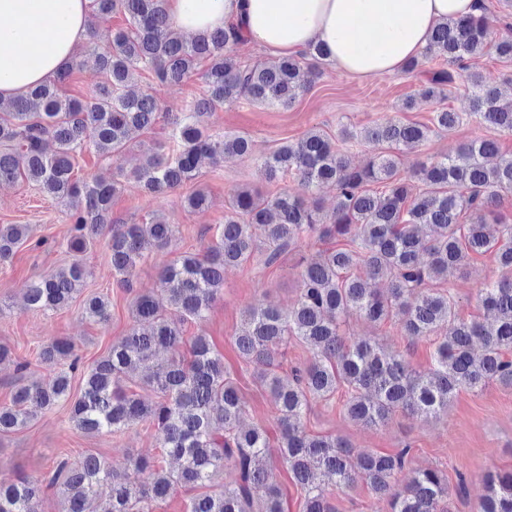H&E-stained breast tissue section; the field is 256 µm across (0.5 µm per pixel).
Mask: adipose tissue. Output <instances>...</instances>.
I'll use <instances>...</instances> for the list:
<instances>
[{
    "instance_id": "obj_1",
    "label": "adipose tissue",
    "mask_w": 512,
    "mask_h": 512,
    "mask_svg": "<svg viewBox=\"0 0 512 512\" xmlns=\"http://www.w3.org/2000/svg\"><path fill=\"white\" fill-rule=\"evenodd\" d=\"M88 0H0V99L53 79L88 32ZM171 27L197 36L234 22L277 56L317 45L337 69L365 79L399 73L422 56L435 27L478 15L477 0H167ZM383 29L382 45L358 46Z\"/></svg>"
}]
</instances>
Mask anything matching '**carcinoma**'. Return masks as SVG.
I'll return each mask as SVG.
<instances>
[{
	"label": "carcinoma",
	"instance_id": "cac0c4a2",
	"mask_svg": "<svg viewBox=\"0 0 512 512\" xmlns=\"http://www.w3.org/2000/svg\"><path fill=\"white\" fill-rule=\"evenodd\" d=\"M90 9L108 20L121 13L125 26L112 30L106 45L90 35L77 69L91 68L104 78L90 98L65 95L61 87L69 68L57 78L31 87L8 103L0 102V185L20 178L51 199L74 205L67 249L78 255L91 241L108 236L116 284L131 288L144 244L168 247L174 225L163 219L149 224L112 223V198L130 177L150 195L176 190L194 180L201 159L217 164L228 155L253 153L245 133L207 135L201 118L225 105L291 106L319 74L323 50L310 47L299 57L243 64L233 54L246 40L242 29L227 24L186 38L172 30L166 0H90ZM512 60V33L494 40L487 17L448 20L431 35L424 56L442 57L449 68L432 73L419 95L438 101L444 88L467 72L474 116L487 127L512 134V101L500 103L497 86L469 61L487 53ZM149 73L159 84L177 85L194 75L205 84L203 96L171 119L169 143L118 178H74L77 157L94 153L122 158L130 134L150 128L161 112L157 98L135 93L137 75ZM461 123L457 112L440 109L428 124L376 123L360 133L343 130L377 148L365 165L353 167L330 137L311 130L263 156L271 178L293 172L308 195L325 184L336 188V206L325 214L300 195L268 197L244 188L229 198L224 224L203 255L186 254L163 269L159 295L134 299L132 324L112 340L107 353L81 372L80 394H71L79 369L76 344L53 338L39 353L54 380L43 384L20 372L10 404L0 407V433L26 426L32 408L69 405L73 427L89 435L122 434L142 423L157 431L160 447L177 468L144 458L115 464L89 453L59 462L44 480L0 479V512H39L45 489L59 492L63 512H87L88 499L102 495V512H145L150 502L166 499L178 487L195 495L186 512H284L283 493L267 460L277 456L303 493L302 512H336L321 475L336 486L362 481L386 501L390 512H447L448 480L438 470L414 473L404 487L397 475L410 461L411 447L395 454L359 451L343 438L306 430L310 402L347 393L348 418L384 425L397 413L436 417L448 410L461 390L478 391L492 383L512 385V221L499 210L501 193L512 192V153L493 138L473 139L455 155L418 163L412 175L399 173L400 153L424 141L432 128L451 131ZM56 148L49 153L45 142ZM378 184L374 191L370 185ZM30 236L26 224L0 225V264L12 260ZM334 239V248L301 257L298 296L288 312L267 306L244 311L234 343L244 363L263 366L257 376L276 406L279 437L271 443L262 426L241 425L244 405L239 388L203 334L185 340L183 326L202 321L224 288V269L250 262L258 253L275 263L294 246ZM493 254L502 275L481 289L480 302L493 317L485 324L458 317L456 300L443 287L448 270L466 268L474 254ZM89 269L79 259L33 281L25 302L33 311L68 307L81 292ZM388 282L386 293L370 280ZM110 302L100 295L83 301L85 317L108 322ZM356 315L377 328L392 323L414 343L432 342V367L420 372L405 356L388 352L370 338L349 341L343 320ZM291 340L307 346L312 357L285 383L277 357ZM145 368L131 388V373ZM234 477L221 482L224 464ZM150 468V486L139 473ZM478 512H512V472L486 476V494Z\"/></svg>",
	"mask_w": 512,
	"mask_h": 512
}]
</instances>
